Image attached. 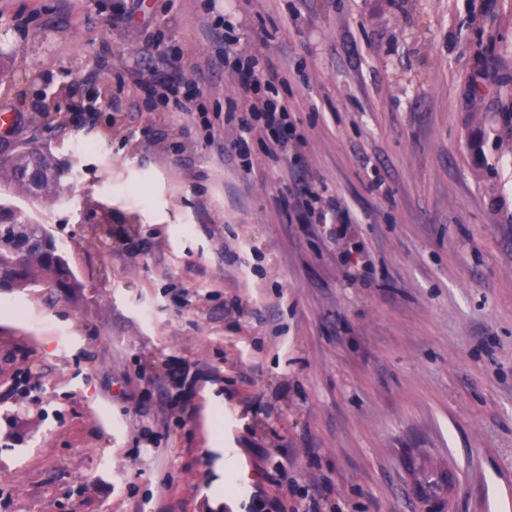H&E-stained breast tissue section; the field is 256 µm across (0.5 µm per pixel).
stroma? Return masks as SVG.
Instances as JSON below:
<instances>
[{
    "instance_id": "35a3bbf8",
    "label": "stroma",
    "mask_w": 512,
    "mask_h": 512,
    "mask_svg": "<svg viewBox=\"0 0 512 512\" xmlns=\"http://www.w3.org/2000/svg\"><path fill=\"white\" fill-rule=\"evenodd\" d=\"M219 20L285 159L224 154ZM0 58L82 283L0 291V512H512V0H0ZM237 80L242 89L241 105L245 111L239 117L241 128L249 131L253 120L260 121L265 129L276 136L275 140H281V145L285 148L288 140L281 137L288 132V124L285 122L287 107L274 99L249 98L245 95L249 92L257 94L262 84L267 87L272 85L274 76L270 66L262 64L254 55L248 56L244 58V62L239 61Z\"/></svg>"
}]
</instances>
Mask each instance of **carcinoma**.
Listing matches in <instances>:
<instances>
[{"instance_id": "cac0c4a2", "label": "carcinoma", "mask_w": 512, "mask_h": 512, "mask_svg": "<svg viewBox=\"0 0 512 512\" xmlns=\"http://www.w3.org/2000/svg\"><path fill=\"white\" fill-rule=\"evenodd\" d=\"M66 173L50 153L29 148L0 163V184H6L14 197L52 204L61 200ZM41 285L70 295L82 287L48 227L1 197L0 290L23 291Z\"/></svg>"}]
</instances>
